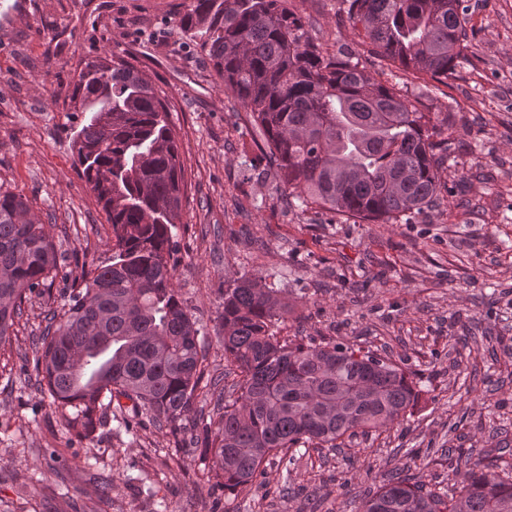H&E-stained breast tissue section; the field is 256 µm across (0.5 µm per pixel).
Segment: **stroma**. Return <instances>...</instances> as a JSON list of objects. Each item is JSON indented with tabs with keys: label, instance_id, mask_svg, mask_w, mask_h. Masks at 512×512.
I'll list each match as a JSON object with an SVG mask.
<instances>
[{
	"label": "stroma",
	"instance_id": "1",
	"mask_svg": "<svg viewBox=\"0 0 512 512\" xmlns=\"http://www.w3.org/2000/svg\"><path fill=\"white\" fill-rule=\"evenodd\" d=\"M186 0H0V188L50 218L63 261L50 297H32L0 364V512H357L387 472L448 486L456 457L512 444V0H467L469 48L447 84L392 69L389 83L428 107L459 106L468 124L445 164L450 189L410 224H357L326 209H286L259 164L256 131L226 96L201 45L176 25ZM328 52L362 54L341 0H292ZM110 53L166 97L188 201L175 231V285L197 320L209 369L225 282L256 274L285 288L296 315L280 335L387 348L413 371L419 403L379 438L357 437L313 471L267 464L246 491L199 482L186 430L108 422L81 439L63 425L34 371L37 338L82 269L112 262V227L74 164L84 120L68 94L84 59ZM470 178L454 189L458 176ZM113 480L110 502L101 477Z\"/></svg>",
	"mask_w": 512,
	"mask_h": 512
}]
</instances>
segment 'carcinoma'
<instances>
[{
	"mask_svg": "<svg viewBox=\"0 0 512 512\" xmlns=\"http://www.w3.org/2000/svg\"><path fill=\"white\" fill-rule=\"evenodd\" d=\"M364 52L444 83L468 49L463 0H343ZM181 32L207 49L224 94L258 130L263 176L302 212L315 206L366 224H410L437 204L456 115L431 113L366 70L348 51L315 42L290 0H189ZM88 112L75 164L112 225V264L92 269L45 317L35 369L68 431L88 438L120 398L132 416L183 421L209 376L193 314L174 285L172 228L185 171L165 101L119 59L83 63L69 94ZM52 225L20 195L0 192V356L32 295L60 273ZM295 312L280 288L242 274L227 281L219 315L224 376L236 397L205 427L203 473L241 493L273 457L297 465L357 436L379 437L413 414L420 391L390 356L332 339L280 338ZM359 512H512V466L467 457L448 488L392 475Z\"/></svg>",
	"mask_w": 512,
	"mask_h": 512,
	"instance_id": "carcinoma-1",
	"label": "carcinoma"
}]
</instances>
